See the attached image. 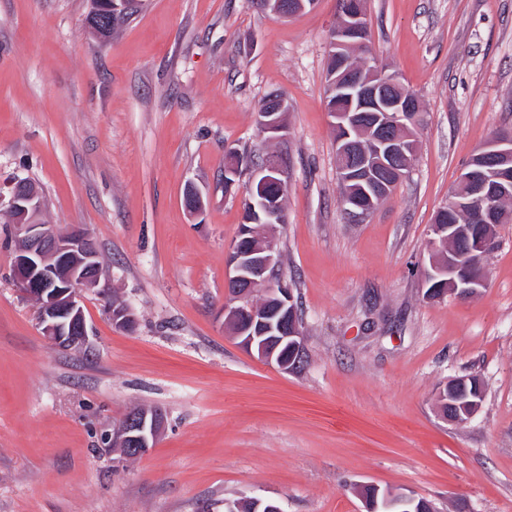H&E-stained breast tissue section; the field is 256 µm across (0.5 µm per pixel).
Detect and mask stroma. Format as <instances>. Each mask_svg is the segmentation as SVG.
Listing matches in <instances>:
<instances>
[{
	"instance_id": "35a3bbf8",
	"label": "stroma",
	"mask_w": 512,
	"mask_h": 512,
	"mask_svg": "<svg viewBox=\"0 0 512 512\" xmlns=\"http://www.w3.org/2000/svg\"><path fill=\"white\" fill-rule=\"evenodd\" d=\"M89 9L0 0V192L30 181L42 220L84 225L105 268L82 294L87 345L57 349L12 276L0 208V512H224L252 497L365 512L368 484L438 512H512V224L477 296L427 300L416 273L460 173L512 134V0H368L369 56L425 121L410 177L359 224L339 207L327 111L337 0L286 18L250 0H143L105 41ZM273 90L286 131L270 143L255 116ZM231 147L287 168L274 240L303 316L299 373L224 329L252 179L225 191ZM114 295L135 330L113 325ZM464 375L485 399L456 426L437 394ZM138 405L165 428L129 462L99 438Z\"/></svg>"
}]
</instances>
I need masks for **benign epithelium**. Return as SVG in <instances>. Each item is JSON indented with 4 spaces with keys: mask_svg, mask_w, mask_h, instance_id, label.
Masks as SVG:
<instances>
[{
    "mask_svg": "<svg viewBox=\"0 0 512 512\" xmlns=\"http://www.w3.org/2000/svg\"><path fill=\"white\" fill-rule=\"evenodd\" d=\"M315 5L316 0H265L264 9L279 16H292ZM367 37L365 0H353L330 43L329 54L340 64L329 76L328 94L348 102L344 111L332 109L338 131L339 178L358 180L366 196L379 194L385 199L412 171L416 145L409 133V123L414 121L419 104L406 93L398 73L376 64L367 71H357L341 63L346 52L366 42ZM284 108L281 100L257 113L258 128L267 138L276 139L285 132ZM365 116L370 121V151L358 150L352 137ZM285 177L286 169L279 158L267 156L254 170L248 199L252 207L265 205L271 221L278 224L282 223V213L266 198L271 190L283 185ZM24 192L25 182H14L8 195L0 194V206L11 212L26 210L22 204ZM510 196L512 135L508 134L482 147L452 188L448 207L472 213L480 229L473 232L466 251L449 253L445 263L431 259L429 266L421 269L426 298L435 299V293L442 287L448 288L450 296L468 298L486 286L479 253L493 245L488 229L504 221L498 204ZM341 209L352 224H359L368 216V211L355 200L342 201ZM14 229L13 276L23 293L36 299L43 334L60 349L85 347L88 326L80 291L97 287L102 274L101 257L93 238L79 225L64 232L52 224L30 220L14 225ZM258 240L256 228L244 227L229 247V298L224 302V324L235 327V336L247 351L290 373L299 365L294 356L305 351V338L293 319L295 302L291 290L275 286L278 254L272 246L259 245ZM259 291L273 301L275 313L257 312L251 297ZM110 312L115 326L134 327L136 317L129 305L112 306ZM285 345L292 356L282 353L281 347ZM483 400L481 382H472L462 396L450 402L454 410L452 422H470L480 411ZM164 425L162 411L133 408L112 431L101 436V442L106 448L121 446L141 458L155 447Z\"/></svg>",
    "mask_w": 512,
    "mask_h": 512,
    "instance_id": "1",
    "label": "benign epithelium"
}]
</instances>
